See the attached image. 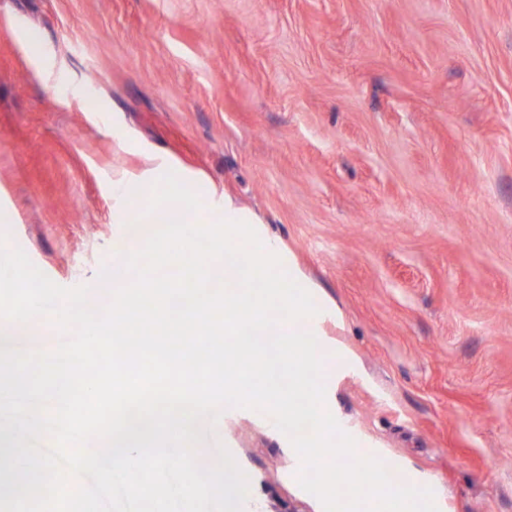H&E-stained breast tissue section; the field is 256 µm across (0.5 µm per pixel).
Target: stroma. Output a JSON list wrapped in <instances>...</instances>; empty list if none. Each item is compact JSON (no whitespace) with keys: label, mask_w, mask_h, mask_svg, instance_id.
I'll return each mask as SVG.
<instances>
[{"label":"stroma","mask_w":512,"mask_h":512,"mask_svg":"<svg viewBox=\"0 0 512 512\" xmlns=\"http://www.w3.org/2000/svg\"><path fill=\"white\" fill-rule=\"evenodd\" d=\"M155 157L253 209L337 310L346 433L438 512H512V0H0L7 247L95 286L112 178ZM266 419L199 450L247 475L242 512H324Z\"/></svg>","instance_id":"obj_1"}]
</instances>
